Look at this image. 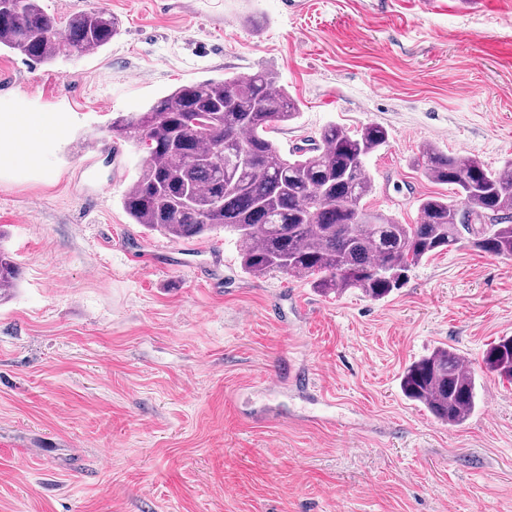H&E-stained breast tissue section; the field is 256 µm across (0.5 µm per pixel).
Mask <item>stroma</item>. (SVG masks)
I'll return each mask as SVG.
<instances>
[{"label":"stroma","instance_id":"obj_1","mask_svg":"<svg viewBox=\"0 0 512 512\" xmlns=\"http://www.w3.org/2000/svg\"><path fill=\"white\" fill-rule=\"evenodd\" d=\"M290 2L42 0L120 32L49 63L0 50V114L59 119L33 162L0 165L21 270L0 299V512H512V384L482 364L512 336V258L464 243L375 301L249 275L223 232L177 241L121 205L146 154L113 117L261 71L299 103L282 151L331 122L386 128L365 205L400 223L451 193L423 146L512 158V0ZM440 346L480 384L452 428L399 387Z\"/></svg>","mask_w":512,"mask_h":512}]
</instances>
